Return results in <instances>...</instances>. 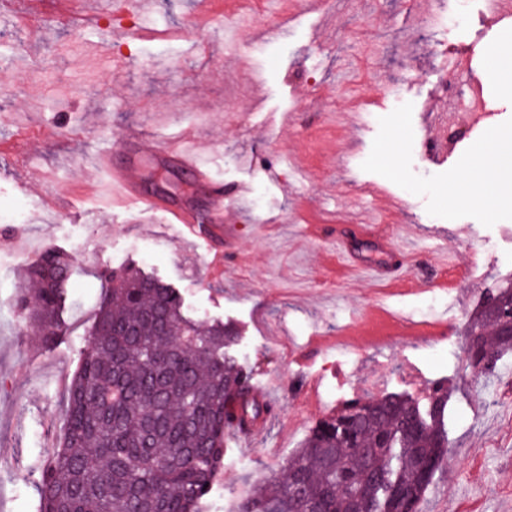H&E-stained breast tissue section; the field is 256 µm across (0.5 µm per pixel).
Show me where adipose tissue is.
<instances>
[{
	"label": "adipose tissue",
	"mask_w": 512,
	"mask_h": 512,
	"mask_svg": "<svg viewBox=\"0 0 512 512\" xmlns=\"http://www.w3.org/2000/svg\"><path fill=\"white\" fill-rule=\"evenodd\" d=\"M480 163L467 169L464 177L471 185L469 206L483 210L512 206V192L503 190V181L512 172V136L494 131L480 151Z\"/></svg>",
	"instance_id": "obj_1"
}]
</instances>
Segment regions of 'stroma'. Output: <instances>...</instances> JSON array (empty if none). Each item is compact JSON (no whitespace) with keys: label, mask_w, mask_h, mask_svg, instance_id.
I'll use <instances>...</instances> for the list:
<instances>
[{"label":"stroma","mask_w":512,"mask_h":512,"mask_svg":"<svg viewBox=\"0 0 512 512\" xmlns=\"http://www.w3.org/2000/svg\"><path fill=\"white\" fill-rule=\"evenodd\" d=\"M144 0L96 22L56 24L51 9L16 22L0 10V512H40L41 474L66 431L68 386L88 345L104 269L135 264L180 294L188 317L220 320L252 394L275 397L260 432L225 438L224 467L205 512H231L256 484L282 477L312 427L350 399L426 393L461 370V332L481 294L512 281V207L493 221L466 205L460 177L487 128L512 132V95L483 78L511 18L470 0V22L432 45L414 30L427 0ZM48 31L33 40L34 23ZM133 36L99 41L116 28ZM460 88L443 93V79ZM438 113L466 126L439 155L420 145ZM160 141L192 130L193 157L234 198L236 232L222 271L205 270L219 244L190 237L160 210L116 203L100 152L135 162L140 180L167 177L166 202L198 214L210 189L177 163L138 155L127 130ZM396 144L392 161L382 154ZM377 223L369 238L355 227ZM344 233L361 261L388 259L414 237L418 253L480 254L476 276L405 292L341 267ZM64 250L65 335L52 344L17 307L26 267L45 246ZM512 355L488 386L458 385L449 404V462L419 512H512Z\"/></svg>","instance_id":"stroma-1"}]
</instances>
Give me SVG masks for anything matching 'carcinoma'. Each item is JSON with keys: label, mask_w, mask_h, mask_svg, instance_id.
<instances>
[{"label": "carcinoma", "mask_w": 512, "mask_h": 512, "mask_svg": "<svg viewBox=\"0 0 512 512\" xmlns=\"http://www.w3.org/2000/svg\"><path fill=\"white\" fill-rule=\"evenodd\" d=\"M71 258L46 247L17 304L44 344L66 332ZM107 283L81 366L69 386L67 431L43 470L40 512H203L224 464V437L247 433L270 408L251 395L231 354L235 332L199 326L163 281L130 268ZM512 317V283L488 289L464 330L465 376L494 377L512 351L498 329ZM448 383L425 401L391 393L355 400L322 420L235 512H418L448 460Z\"/></svg>", "instance_id": "cac0c4a2"}]
</instances>
